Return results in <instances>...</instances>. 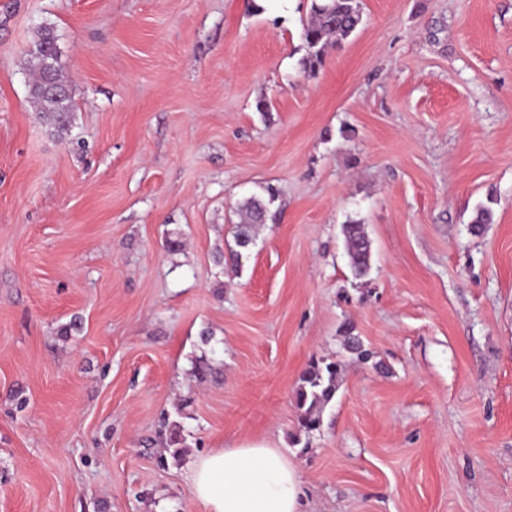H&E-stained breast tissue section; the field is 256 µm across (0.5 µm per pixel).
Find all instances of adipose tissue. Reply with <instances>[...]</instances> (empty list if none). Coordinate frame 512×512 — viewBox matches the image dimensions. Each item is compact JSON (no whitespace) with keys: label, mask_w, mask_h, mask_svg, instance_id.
Instances as JSON below:
<instances>
[{"label":"adipose tissue","mask_w":512,"mask_h":512,"mask_svg":"<svg viewBox=\"0 0 512 512\" xmlns=\"http://www.w3.org/2000/svg\"><path fill=\"white\" fill-rule=\"evenodd\" d=\"M189 479L205 512H305L298 469L265 442L210 449L194 462Z\"/></svg>","instance_id":"1"}]
</instances>
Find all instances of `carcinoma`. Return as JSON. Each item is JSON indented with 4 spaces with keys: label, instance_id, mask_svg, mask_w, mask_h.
Listing matches in <instances>:
<instances>
[{
    "label": "carcinoma",
    "instance_id": "cac0c4a2",
    "mask_svg": "<svg viewBox=\"0 0 512 512\" xmlns=\"http://www.w3.org/2000/svg\"><path fill=\"white\" fill-rule=\"evenodd\" d=\"M360 0H312L310 19L303 26L302 39L307 49L303 65L309 70L322 63L325 51L338 46L349 38L361 23ZM27 64L33 74L30 98L37 111L51 116L61 125L66 124L73 104L68 82L61 61V51L53 31L47 27L39 29L30 42ZM274 196L263 200L252 196L240 207L243 223L236 225V245L239 250L231 253L232 265L239 266L242 252L254 243L256 223L265 224L276 219L269 205ZM349 264L357 276L369 269L368 239L359 224H348L344 228ZM340 365L336 362H313L306 369L296 390V405L300 410V425L308 431L320 425V413L336 393Z\"/></svg>",
    "mask_w": 512,
    "mask_h": 512
}]
</instances>
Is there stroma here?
Segmentation results:
<instances>
[{
    "label": "stroma",
    "mask_w": 512,
    "mask_h": 512,
    "mask_svg": "<svg viewBox=\"0 0 512 512\" xmlns=\"http://www.w3.org/2000/svg\"><path fill=\"white\" fill-rule=\"evenodd\" d=\"M310 8L0 0V512H205L192 461L254 440L309 512H512V0H362L312 72ZM314 359L341 374L306 433ZM26 56L28 67L33 74L30 98L37 112L48 114L65 126L73 104L61 61V51L50 28L43 27L36 32L28 46ZM46 83L53 84L60 92L44 90ZM274 196L269 194V199L266 202L261 198L252 196L248 198L240 207L243 213V224L236 225V245L242 251H248L250 246L254 243L253 232L258 224H267V221H274L276 213L270 211L269 205L274 201ZM242 251H235L231 253L232 266L238 267L242 258ZM346 251L349 264L357 276L366 274L369 269L368 239L360 224H348L344 228Z\"/></svg>",
    "instance_id": "35a3bbf8"
}]
</instances>
